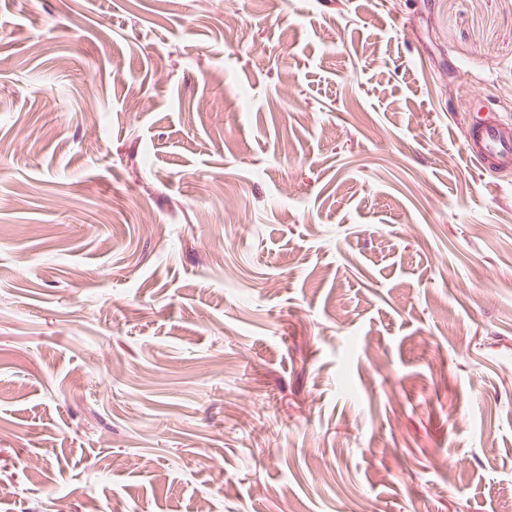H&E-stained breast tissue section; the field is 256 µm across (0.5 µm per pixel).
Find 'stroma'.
I'll return each mask as SVG.
<instances>
[{
  "instance_id": "1",
  "label": "stroma",
  "mask_w": 512,
  "mask_h": 512,
  "mask_svg": "<svg viewBox=\"0 0 512 512\" xmlns=\"http://www.w3.org/2000/svg\"><path fill=\"white\" fill-rule=\"evenodd\" d=\"M489 115L512 0H0V512H502Z\"/></svg>"
}]
</instances>
